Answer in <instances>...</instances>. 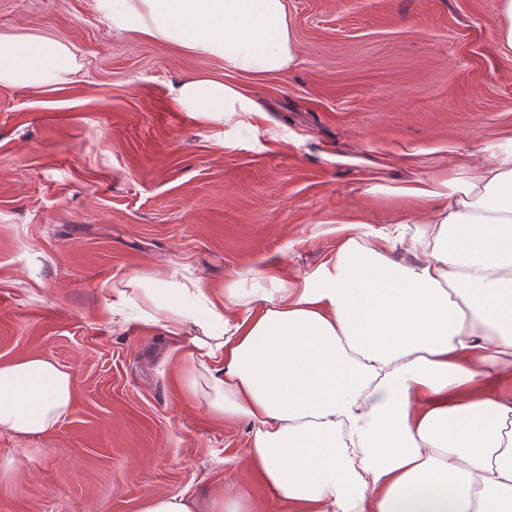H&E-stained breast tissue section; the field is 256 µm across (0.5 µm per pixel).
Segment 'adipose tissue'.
Wrapping results in <instances>:
<instances>
[{"mask_svg":"<svg viewBox=\"0 0 512 512\" xmlns=\"http://www.w3.org/2000/svg\"><path fill=\"white\" fill-rule=\"evenodd\" d=\"M113 28L268 77L296 44L288 0H99ZM78 71L66 43L0 33V86L41 89ZM177 111L257 113L240 85L193 77ZM387 232H330L306 271L248 288L131 274L112 311L185 341V394L245 420L247 472L288 512H512V141L462 153ZM74 378L35 353L0 364V435L39 436L68 413Z\"/></svg>","mask_w":512,"mask_h":512,"instance_id":"1","label":"adipose tissue"}]
</instances>
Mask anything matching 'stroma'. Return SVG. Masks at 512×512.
I'll use <instances>...</instances> for the list:
<instances>
[{
	"instance_id": "obj_1",
	"label": "stroma",
	"mask_w": 512,
	"mask_h": 512,
	"mask_svg": "<svg viewBox=\"0 0 512 512\" xmlns=\"http://www.w3.org/2000/svg\"><path fill=\"white\" fill-rule=\"evenodd\" d=\"M498 0H288L294 62L255 78L113 30L97 0H0V33L66 42L53 89L0 86V363L51 355L74 377L49 433L0 436V512H138L145 494L285 512L246 474L249 426L186 398L185 350L113 322L101 295L169 266L221 285L306 270L340 218L381 230L460 152L512 137ZM227 76L262 110L207 121L171 90Z\"/></svg>"
}]
</instances>
